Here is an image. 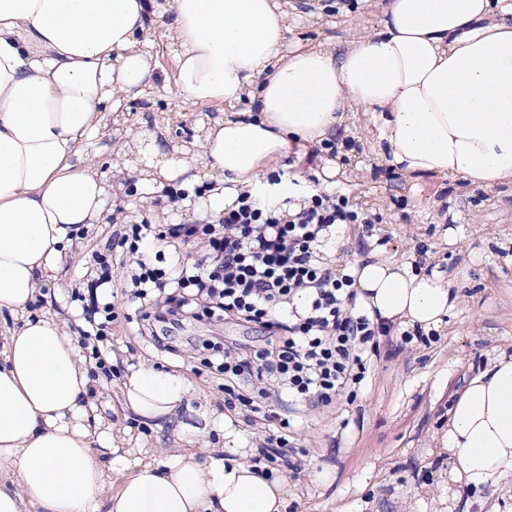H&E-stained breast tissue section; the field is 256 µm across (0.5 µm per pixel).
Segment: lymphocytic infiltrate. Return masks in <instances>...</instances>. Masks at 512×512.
I'll list each match as a JSON object with an SVG mask.
<instances>
[{
    "label": "lymphocytic infiltrate",
    "instance_id": "1",
    "mask_svg": "<svg viewBox=\"0 0 512 512\" xmlns=\"http://www.w3.org/2000/svg\"><path fill=\"white\" fill-rule=\"evenodd\" d=\"M369 214L353 210L343 195L299 194L263 206L243 191L216 224H173L155 231L150 224L131 225L114 244L135 257L130 277L136 298L177 283L184 295L176 301L183 313L205 302L217 319H235L270 330L267 343L249 348L215 347L210 367L224 376V401L261 415L277 436L260 450L267 464L289 467L286 453L289 416L300 406H328L366 377L379 337L390 328L374 321L358 302L355 278L336 269L319 250L323 234L341 224L372 230ZM165 239L182 244L198 240L211 258L188 267H156L141 248ZM308 296L297 309V294Z\"/></svg>",
    "mask_w": 512,
    "mask_h": 512
}]
</instances>
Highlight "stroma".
Instances as JSON below:
<instances>
[{
    "mask_svg": "<svg viewBox=\"0 0 512 512\" xmlns=\"http://www.w3.org/2000/svg\"><path fill=\"white\" fill-rule=\"evenodd\" d=\"M387 2L314 0L307 14L290 19L285 48L311 41L342 50L378 23ZM219 113L212 105L183 102L161 84L124 99L119 111H105L104 129L86 153L98 160L108 184L123 182L126 191L110 196L99 223L74 238L58 282L41 288L31 312L54 309L74 335H81L88 328L81 298L98 276L97 254L109 253L119 224L211 223L190 187L174 202L162 191L142 201L136 190L141 166L121 149L132 131L145 138L164 133L168 151L184 150ZM373 131L371 116L360 114L338 135L336 161L343 171L329 190L347 196L355 208L380 214L382 222L370 234L362 225H347L333 263L353 266L372 254L417 262L455 276L462 301L435 341L407 343L394 330L381 337L365 385L307 413L291 440L301 453L293 458L294 468L283 472L288 481L285 512H512L510 480L495 483L477 498L463 492L456 503L438 493L440 475L448 470L438 437L448 426L453 395L491 361L512 355V187L484 189L460 179L404 175L374 159ZM111 255L117 272L110 284L115 318L100 346L112 356L113 372L91 369L95 385L119 384L128 365L141 360L175 366L194 388L189 408L198 407L204 396L223 410L224 378L205 367L207 352L200 340L260 345L265 329L206 317L187 320L169 331L181 352L160 349L144 329L136 304L127 299L125 280L118 275L121 254ZM189 408L180 409L181 418H188ZM323 467L333 474L326 487L311 478L313 470Z\"/></svg>",
    "mask_w": 512,
    "mask_h": 512,
    "instance_id": "35a3bbf8",
    "label": "stroma"
}]
</instances>
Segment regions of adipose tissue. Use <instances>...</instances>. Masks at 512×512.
Masks as SVG:
<instances>
[{"instance_id": "adipose-tissue-1", "label": "adipose tissue", "mask_w": 512, "mask_h": 512, "mask_svg": "<svg viewBox=\"0 0 512 512\" xmlns=\"http://www.w3.org/2000/svg\"><path fill=\"white\" fill-rule=\"evenodd\" d=\"M0 0V312L19 319L0 340V512H284L287 483L257 462L244 432L208 406L178 419L191 385L178 369L130 366L120 403L154 428L173 426L170 453L122 448L90 396L79 342L59 313L29 314L46 276L107 188L82 162L102 108L156 84L140 42L158 30L177 46L169 90L222 107L194 152L135 141L151 194L207 180L202 207L220 214L240 191L284 198L275 164L335 135L351 110L375 112L373 154L407 173L482 188L512 181V23L503 0H389L374 30L341 52L283 50L286 0ZM251 99L245 112L235 106ZM369 316L437 330L461 301L453 280L379 259L354 267ZM224 445L198 453L204 427ZM448 480L479 493L512 478V357L473 376L439 437Z\"/></svg>"}]
</instances>
